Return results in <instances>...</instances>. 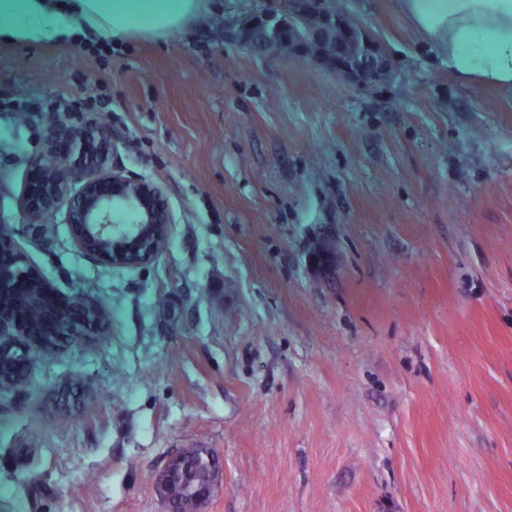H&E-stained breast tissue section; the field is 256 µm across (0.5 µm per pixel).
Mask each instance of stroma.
<instances>
[{
  "mask_svg": "<svg viewBox=\"0 0 512 512\" xmlns=\"http://www.w3.org/2000/svg\"><path fill=\"white\" fill-rule=\"evenodd\" d=\"M350 4L395 69L367 88L226 45L249 0L163 43L0 46L1 222L78 102L173 215L134 269L60 223L28 247L107 318L0 395V512H165L185 448L218 454L200 512H512V90Z\"/></svg>",
  "mask_w": 512,
  "mask_h": 512,
  "instance_id": "stroma-1",
  "label": "stroma"
}]
</instances>
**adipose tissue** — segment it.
Listing matches in <instances>:
<instances>
[{"label": "adipose tissue", "mask_w": 512, "mask_h": 512, "mask_svg": "<svg viewBox=\"0 0 512 512\" xmlns=\"http://www.w3.org/2000/svg\"><path fill=\"white\" fill-rule=\"evenodd\" d=\"M463 82L512 89V0H399ZM211 0H0V45L165 41L193 29Z\"/></svg>", "instance_id": "1"}]
</instances>
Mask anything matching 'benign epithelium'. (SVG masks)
Instances as JSON below:
<instances>
[{"label":"benign epithelium","instance_id":"7a95c632","mask_svg":"<svg viewBox=\"0 0 512 512\" xmlns=\"http://www.w3.org/2000/svg\"><path fill=\"white\" fill-rule=\"evenodd\" d=\"M256 27L288 31L278 52L309 62L356 85L370 87L394 75L377 38L351 17H338L326 0H288V10L261 12L224 22V42L250 48ZM341 28L358 36L368 61L362 64L316 52L315 43ZM42 154L28 166L18 201L23 233L32 244L49 232L45 217H61L74 247L86 258L110 267H139L153 262L169 244L172 216L162 185L123 174L112 165V128L93 118L74 120L69 112H48L43 121ZM0 225V392L14 388L10 366L32 349L51 353L81 344L95 335L102 307L63 293L29 259L15 229ZM8 306L42 307L36 326ZM172 463L159 474L167 512H176L168 486Z\"/></svg>","mask_w":512,"mask_h":512}]
</instances>
